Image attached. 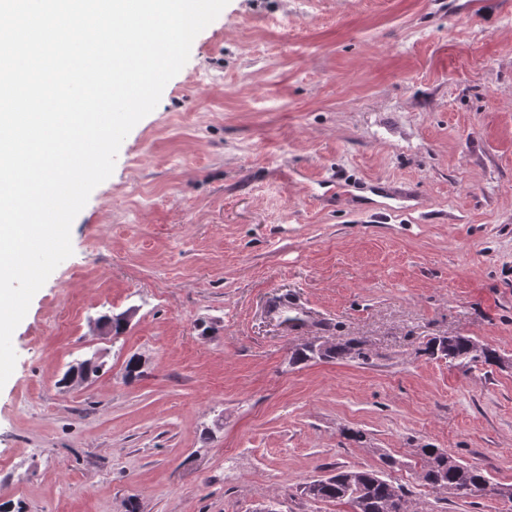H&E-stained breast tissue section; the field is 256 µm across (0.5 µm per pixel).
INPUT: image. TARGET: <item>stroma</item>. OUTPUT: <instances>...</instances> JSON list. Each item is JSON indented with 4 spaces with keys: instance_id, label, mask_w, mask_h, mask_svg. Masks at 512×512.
I'll use <instances>...</instances> for the list:
<instances>
[{
    "instance_id": "obj_1",
    "label": "stroma",
    "mask_w": 512,
    "mask_h": 512,
    "mask_svg": "<svg viewBox=\"0 0 512 512\" xmlns=\"http://www.w3.org/2000/svg\"><path fill=\"white\" fill-rule=\"evenodd\" d=\"M464 2L229 0L196 36L13 333L5 512H350L303 494L339 467L512 512L417 478L429 446L512 486V370L423 353L512 357V0ZM315 339L368 358L289 365ZM431 339L423 352L436 358H444L448 363L461 368H469L476 365L496 366L499 352L488 344L480 343L470 336H457L447 344L440 343L436 353L431 348Z\"/></svg>"
}]
</instances>
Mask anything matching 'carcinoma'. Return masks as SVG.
<instances>
[{"label":"carcinoma","mask_w":512,"mask_h":512,"mask_svg":"<svg viewBox=\"0 0 512 512\" xmlns=\"http://www.w3.org/2000/svg\"><path fill=\"white\" fill-rule=\"evenodd\" d=\"M423 352L462 368L476 365H496L499 352L470 336H458L447 344L432 349L426 344ZM326 359H366L362 343L350 341L333 345ZM423 459L418 477L432 488L441 487L444 494L456 498H477L493 495V483L478 468L464 465L440 448L420 449ZM405 495L404 488L395 486L376 470L336 469L335 482L319 489L316 501H339L350 504L354 512H395V504Z\"/></svg>","instance_id":"obj_1"}]
</instances>
